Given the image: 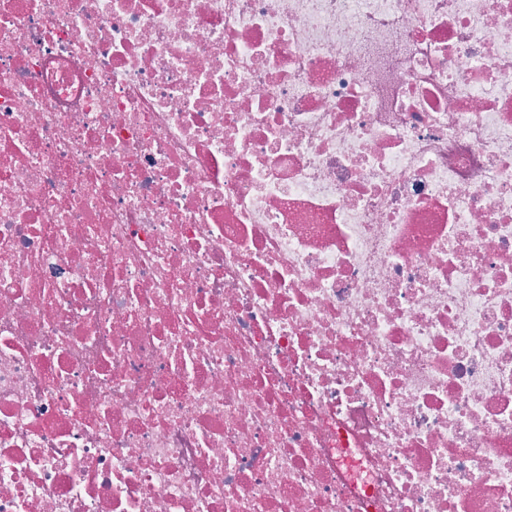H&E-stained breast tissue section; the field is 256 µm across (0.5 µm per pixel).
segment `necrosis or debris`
<instances>
[{
	"mask_svg": "<svg viewBox=\"0 0 512 512\" xmlns=\"http://www.w3.org/2000/svg\"><path fill=\"white\" fill-rule=\"evenodd\" d=\"M0 512H512V0H0Z\"/></svg>",
	"mask_w": 512,
	"mask_h": 512,
	"instance_id": "necrosis-or-debris-1",
	"label": "necrosis or debris"
}]
</instances>
